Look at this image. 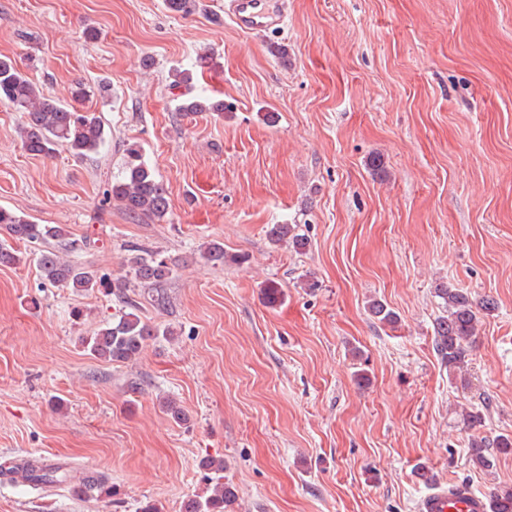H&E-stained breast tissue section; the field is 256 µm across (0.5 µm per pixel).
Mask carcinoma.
Here are the masks:
<instances>
[{
  "mask_svg": "<svg viewBox=\"0 0 512 512\" xmlns=\"http://www.w3.org/2000/svg\"><path fill=\"white\" fill-rule=\"evenodd\" d=\"M198 0H166L169 11L187 16L192 14ZM0 102L13 107L20 114L19 134L23 149L35 156H50L58 146H64L76 157L96 154L107 141L101 117L88 109L78 108L57 97L42 93L37 84L21 69L16 59L0 55ZM181 112H224V101H203L189 97L178 106ZM106 196L120 203L129 214L150 220H160L170 209L167 188L154 170L143 160L140 149L127 148V160L121 178L113 181ZM0 229L13 240L37 246L35 261L42 284L56 288H70L75 292L99 291L112 295L122 303V309L112 320L98 327L85 339L84 345L94 358L126 364L135 360L146 342L160 332L138 314V307L128 299V277H117L108 282L93 267L71 259L68 233L61 225L36 224L13 211L0 207ZM269 239L277 244L288 242L303 248L307 240L295 233L291 224H273L267 231ZM202 257L217 266L226 259L224 244L212 241L205 245ZM26 263L25 254L6 242H0V266L19 267ZM176 262L152 251L144 250L133 261L132 273L141 283L160 285L173 274ZM435 296L442 301L443 314L434 322V342L441 363L459 379L460 387L468 386L465 376L470 347L474 342L478 313L492 312L495 303L490 299L478 301L471 293L452 285L441 284ZM370 315L382 324L398 322L396 313L379 300L368 305ZM490 443L479 436H471L468 453L474 465L481 469L493 466ZM203 466L210 471L212 493L207 497L189 500L184 512H226L236 500L233 486L224 481V460L208 458ZM14 482L32 486H55L70 483L74 476L58 467H48L29 461L14 470ZM75 492L83 495L110 496L112 487L104 477L93 481L79 479ZM491 512H512V487H498L490 493Z\"/></svg>",
  "mask_w": 512,
  "mask_h": 512,
  "instance_id": "carcinoma-1",
  "label": "carcinoma"
}]
</instances>
